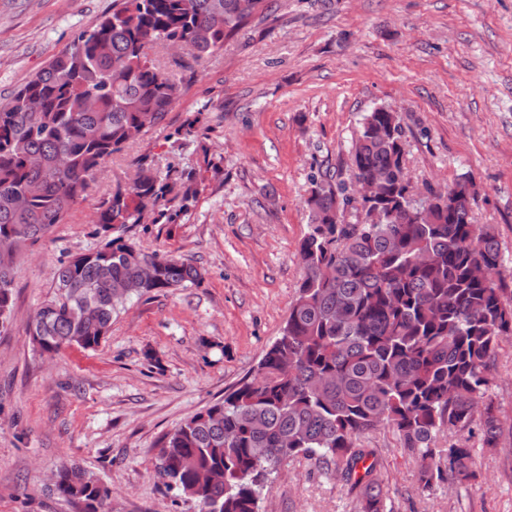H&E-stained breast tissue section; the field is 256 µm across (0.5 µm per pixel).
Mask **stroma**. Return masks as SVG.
I'll use <instances>...</instances> for the list:
<instances>
[{
    "mask_svg": "<svg viewBox=\"0 0 512 512\" xmlns=\"http://www.w3.org/2000/svg\"><path fill=\"white\" fill-rule=\"evenodd\" d=\"M219 54L152 51L182 91L162 121L114 154L65 223L25 247L0 332V512H74L51 487L77 463L112 490L109 512H198L154 472L162 436L249 377L279 336L303 277L306 199L321 171L349 180L365 112H398L405 172L418 190L470 175L475 223L496 229L512 289V0H270ZM112 0H0V109L49 60L111 11ZM200 115L199 141L173 134ZM159 168L213 167L176 224H138L147 251L204 269L200 284L134 298L93 350L45 356L28 325L55 292L62 259L96 249L98 204L129 187L140 157ZM488 396L512 425V340ZM475 448L474 480L430 490L387 428L373 449L391 512H512V436ZM359 492L315 461L285 462L262 512H358Z\"/></svg>",
    "mask_w": 512,
    "mask_h": 512,
    "instance_id": "obj_1",
    "label": "stroma"
}]
</instances>
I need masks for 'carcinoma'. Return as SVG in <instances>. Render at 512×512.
I'll list each match as a JSON object with an SVG mask.
<instances>
[{
  "label": "carcinoma",
  "mask_w": 512,
  "mask_h": 512,
  "mask_svg": "<svg viewBox=\"0 0 512 512\" xmlns=\"http://www.w3.org/2000/svg\"><path fill=\"white\" fill-rule=\"evenodd\" d=\"M266 0H113L71 46L55 56L0 110V243L39 241L85 199L112 154L169 111L181 86L149 55L176 44L195 59L224 50ZM30 98L39 112L25 111ZM200 117L177 130L198 139ZM352 177L372 184L358 205L352 186L312 179L305 265L280 336L254 375L165 434L155 474L198 512H260L281 465L304 458L359 489L360 512H390L383 481L363 437L384 425L419 460L417 481L443 478L437 437L482 431L485 448L503 433L490 376L504 339H512V289L500 277L495 229L472 218L475 194L461 177L440 191L448 202L435 223L419 224V204L404 196L405 143L400 117L377 107L352 140ZM61 156L65 170L55 167ZM139 182L116 188L97 208L104 243L61 264L56 296L36 312L29 332L44 349L98 348L113 315L133 297L187 288L203 279L192 260L146 252L124 230L150 220L176 224L197 201L203 177L194 168L161 171L138 163ZM35 186L27 209L16 196ZM353 209L360 220L336 221ZM384 216L377 223L371 212ZM17 251H0V331L12 313ZM152 262L144 284L140 264ZM448 471L476 478L474 449L458 440L445 450ZM54 492L75 512H106L108 486L78 465L57 471Z\"/></svg>",
  "instance_id": "cac0c4a2"
}]
</instances>
